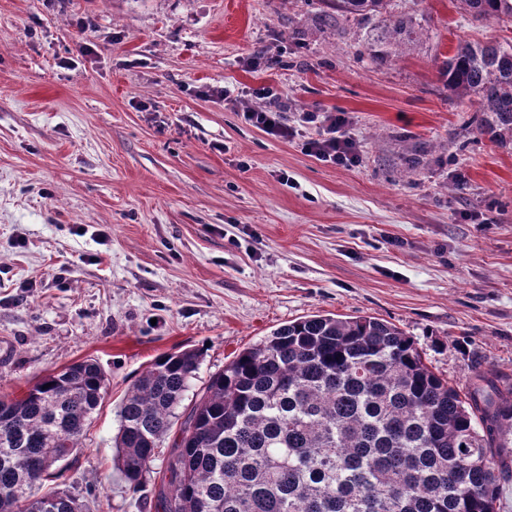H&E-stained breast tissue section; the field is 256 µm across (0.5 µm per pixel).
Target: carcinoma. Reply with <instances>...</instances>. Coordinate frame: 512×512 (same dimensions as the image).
Segmentation results:
<instances>
[{
	"mask_svg": "<svg viewBox=\"0 0 512 512\" xmlns=\"http://www.w3.org/2000/svg\"><path fill=\"white\" fill-rule=\"evenodd\" d=\"M391 0H331L361 16ZM512 24V0H459ZM413 19H384L379 52L413 41ZM448 97L489 114L484 131L512 143V43L464 41L440 67ZM202 352L156 357L120 404L115 466L133 492L153 474ZM96 361L0 398V512H86L51 469L82 447L107 393ZM158 476L155 512H499L512 444V383L480 372L450 384L396 325L315 314L273 329L215 374L180 423Z\"/></svg>",
	"mask_w": 512,
	"mask_h": 512,
	"instance_id": "cac0c4a2",
	"label": "carcinoma"
}]
</instances>
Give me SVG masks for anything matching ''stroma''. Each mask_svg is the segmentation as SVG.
<instances>
[{
  "label": "stroma",
  "instance_id": "1",
  "mask_svg": "<svg viewBox=\"0 0 512 512\" xmlns=\"http://www.w3.org/2000/svg\"><path fill=\"white\" fill-rule=\"evenodd\" d=\"M388 9L419 35L375 56L378 17L324 0H0V394L99 363L107 393L59 478L91 512H153L112 439L165 352H202L186 408L313 314L390 321L452 383L512 379V145L438 73L512 26L458 0ZM245 87L273 88L292 125L346 113L361 164L253 126Z\"/></svg>",
  "mask_w": 512,
  "mask_h": 512
}]
</instances>
